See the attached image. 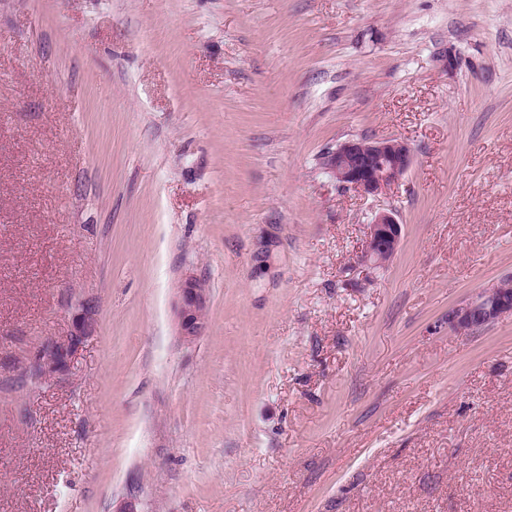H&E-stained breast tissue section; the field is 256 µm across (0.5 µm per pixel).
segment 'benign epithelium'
<instances>
[{
  "instance_id": "1",
  "label": "benign epithelium",
  "mask_w": 512,
  "mask_h": 512,
  "mask_svg": "<svg viewBox=\"0 0 512 512\" xmlns=\"http://www.w3.org/2000/svg\"><path fill=\"white\" fill-rule=\"evenodd\" d=\"M413 160L410 145L400 138H352L336 145L322 156V166L336 184L368 197H380L399 182ZM402 226L395 211L381 208L367 224L365 246L356 263L370 270L394 256L400 244ZM207 294L200 280L190 276L181 288L180 335L188 342L202 335L206 326ZM512 313V290L495 284L475 302L464 304L448 314V320L460 330L488 324L500 316ZM91 330L89 320L79 317L67 342L54 344L40 354L39 369L52 375L67 368Z\"/></svg>"
}]
</instances>
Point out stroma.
<instances>
[{
	"instance_id": "stroma-1",
	"label": "stroma",
	"mask_w": 512,
	"mask_h": 512,
	"mask_svg": "<svg viewBox=\"0 0 512 512\" xmlns=\"http://www.w3.org/2000/svg\"><path fill=\"white\" fill-rule=\"evenodd\" d=\"M508 275L512 0H0V512H512ZM410 145L400 138H352L322 156V166L338 187L368 197L385 195L409 170ZM402 234V226L392 209L376 211L367 224L365 246L356 257V263L369 270L384 264L386 256L393 257L397 252ZM206 288L196 277L185 279L181 288L180 335L193 342L202 335L206 326ZM492 285L475 302L464 304L448 314V320L459 330L488 324L503 314L512 313V280ZM91 323L88 319L78 317L74 323V330L70 334L67 343L54 344L40 354L39 369L43 375L52 374L67 368L71 359L82 343L84 336L91 330Z\"/></svg>"
}]
</instances>
